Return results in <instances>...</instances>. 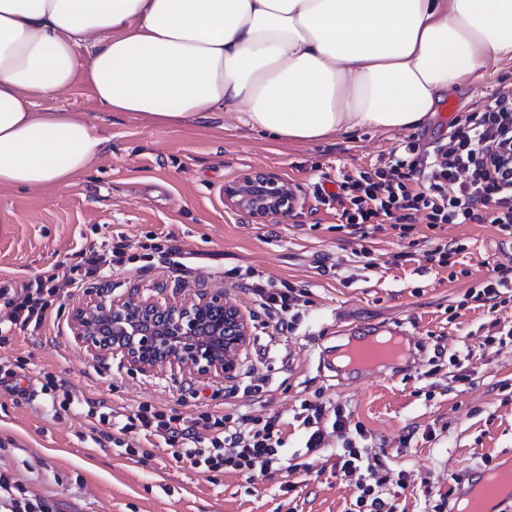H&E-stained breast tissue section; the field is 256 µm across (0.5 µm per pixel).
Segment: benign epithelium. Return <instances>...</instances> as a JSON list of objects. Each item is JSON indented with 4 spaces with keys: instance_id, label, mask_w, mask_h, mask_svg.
Instances as JSON below:
<instances>
[{
    "instance_id": "1",
    "label": "benign epithelium",
    "mask_w": 512,
    "mask_h": 512,
    "mask_svg": "<svg viewBox=\"0 0 512 512\" xmlns=\"http://www.w3.org/2000/svg\"><path fill=\"white\" fill-rule=\"evenodd\" d=\"M224 199L258 224L286 218L300 203L288 182L264 172L225 185ZM72 321L76 340L93 356L118 358L149 376L231 378L251 336L250 318L222 290L197 289L165 304L134 290L93 300Z\"/></svg>"
}]
</instances>
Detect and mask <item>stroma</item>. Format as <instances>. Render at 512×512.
Segmentation results:
<instances>
[{
	"instance_id": "35a3bbf8",
	"label": "stroma",
	"mask_w": 512,
	"mask_h": 512,
	"mask_svg": "<svg viewBox=\"0 0 512 512\" xmlns=\"http://www.w3.org/2000/svg\"><path fill=\"white\" fill-rule=\"evenodd\" d=\"M512 89V62L488 61L477 76L448 92L453 114L437 111L410 130L363 129L314 143H286L252 130L235 112L168 127L101 109L76 82L38 110L81 112L106 139L97 160L68 183L39 191L0 188V287L16 288L70 261L79 248L105 250L123 237L125 263L86 278H63L47 321L12 328L0 341V366L24 362L21 394L0 384V471L29 496L60 512H348L357 496L336 471V450L310 456L308 471L288 472L306 431L295 415L302 400L341 405L362 423V447L389 476L380 489L393 512L454 507L468 476L512 458V303L497 312L462 305L469 288L512 266V238L490 224H445L441 237L463 250L452 268L393 257L403 245L393 230L376 235L369 258L336 229L333 195L345 176L374 170L403 142L429 147L448 137L454 117L480 111L491 94ZM290 183L301 197L292 216L254 223L224 200V187L250 171ZM179 251L173 264L171 251ZM273 282L307 290L293 332L275 333L248 285ZM160 303L205 286L251 315L240 373L221 379L145 376L118 360L94 358L72 331V315L99 294L131 286ZM401 328L418 339L411 363L394 373L340 381L319 369L339 326ZM66 381L69 408L41 387ZM136 409L148 403L192 419L235 401L254 416L287 422L288 443L277 472L247 477L229 471L207 479L176 460L167 445L149 448L129 433L125 448L101 438L87 404ZM136 448L129 457L126 447ZM150 457H142V450ZM294 483L283 491V483Z\"/></svg>"
}]
</instances>
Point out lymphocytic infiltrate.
Masks as SVG:
<instances>
[{
	"instance_id": "obj_1",
	"label": "lymphocytic infiltrate",
	"mask_w": 512,
	"mask_h": 512,
	"mask_svg": "<svg viewBox=\"0 0 512 512\" xmlns=\"http://www.w3.org/2000/svg\"><path fill=\"white\" fill-rule=\"evenodd\" d=\"M339 228L345 234L368 240L383 227L410 238L417 224L436 229L443 224H491L512 236V91L493 95L481 113L467 115L456 124L448 140L432 148L418 149L415 143L391 151L383 167L346 177L339 186ZM124 239L111 242L108 254L88 248L75 253L68 265L70 285L100 273L106 263H122ZM48 279L36 275L20 287L0 289V307L13 326L43 325L50 307L45 298ZM512 286V267L501 265L493 276L471 288L470 301L489 310L508 303L505 288ZM255 300L273 323L276 333L292 331L289 312L304 297L303 291L274 284H253ZM89 417L100 423L121 419V433L139 431L144 439L157 438L173 447L175 458L206 474L232 469L243 475L274 472L286 441L278 417L261 418L228 404L224 411H205L191 421L178 413L167 414L139 405L123 414L117 408L103 410L101 403L89 402ZM302 424L307 431L305 451L320 453L329 437H336L342 451L336 467L346 481L359 491L357 502L365 512H386L387 504L377 489L386 482L367 449L358 446L362 425L352 424L341 407L303 403Z\"/></svg>"
}]
</instances>
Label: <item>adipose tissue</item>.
<instances>
[{"label":"adipose tissue","mask_w":512,"mask_h":512,"mask_svg":"<svg viewBox=\"0 0 512 512\" xmlns=\"http://www.w3.org/2000/svg\"><path fill=\"white\" fill-rule=\"evenodd\" d=\"M490 59L512 61V0H0V187L99 156L82 113L33 109L79 79L111 113L180 126L226 107L318 142L418 127Z\"/></svg>","instance_id":"adipose-tissue-1"}]
</instances>
